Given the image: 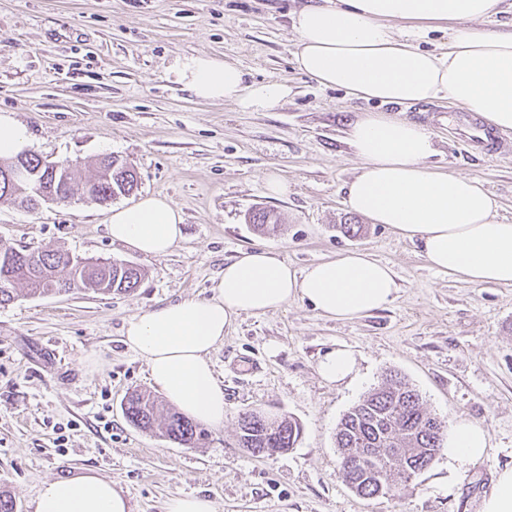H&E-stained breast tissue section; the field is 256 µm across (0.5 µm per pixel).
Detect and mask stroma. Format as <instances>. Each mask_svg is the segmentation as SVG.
I'll list each match as a JSON object with an SVG mask.
<instances>
[{"instance_id":"stroma-1","label":"stroma","mask_w":512,"mask_h":512,"mask_svg":"<svg viewBox=\"0 0 512 512\" xmlns=\"http://www.w3.org/2000/svg\"><path fill=\"white\" fill-rule=\"evenodd\" d=\"M309 0H0V112L31 135L29 151L94 175L114 155L138 175L133 194L100 203L75 193L37 210L0 203V245L29 253L62 249L123 261L143 278L129 293L31 296L0 305V491L15 512H34L42 482L94 473L110 479L131 512H165L176 495L208 498L214 512H481L497 471L512 464V288L473 286L434 270L419 247L350 212L348 184L360 160L347 129L375 103L323 89L295 64L290 15ZM225 58L252 81H284L271 112L201 103L174 81L176 59ZM390 115L429 127L435 172L480 180L512 222V133L494 153L465 131L470 112L445 100ZM279 173L288 194L268 196ZM168 197L184 215L171 253L146 257L106 231L111 210ZM255 209L274 212L276 234L256 232ZM360 224L357 236L346 222ZM278 251L295 270L364 250L397 274L386 309L350 320L294 301L241 315L209 360L224 387V425L184 448L134 428L122 403L150 386L125 348L127 323L186 296L206 298L239 251ZM339 345L356 357L340 384L317 372ZM404 377L429 411L483 425L488 450L471 464L440 454L393 498H363L342 479L336 426L386 374ZM296 420L285 452L255 457L237 442L240 414Z\"/></svg>"}]
</instances>
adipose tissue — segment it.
<instances>
[{
  "label": "adipose tissue",
  "mask_w": 512,
  "mask_h": 512,
  "mask_svg": "<svg viewBox=\"0 0 512 512\" xmlns=\"http://www.w3.org/2000/svg\"><path fill=\"white\" fill-rule=\"evenodd\" d=\"M502 0H319L294 12L299 72L348 98L407 106L448 99L477 113L488 128L512 132V30H471L500 12ZM400 21H449L457 26L446 50L419 47L396 31ZM199 101L269 112L291 89L251 81L239 66L210 54L179 59L173 69ZM362 161L346 189L353 213L385 224L417 243L437 271L471 284L512 287V223L476 179L432 172L427 127L367 112L349 128ZM184 217L167 198L146 196L113 208L106 226L114 242L149 257L167 255L182 238ZM399 292L393 268L365 251L292 269L278 252L248 249L224 266L210 297L188 296L131 320L123 343L142 359L156 390L189 418L224 425V387L209 353L223 343L240 314H260L300 300L337 320L391 305ZM488 448L486 429L465 418L448 431L449 457L474 463ZM35 512H129L111 480L94 474L44 481Z\"/></svg>",
  "instance_id": "ef3b65f1"
}]
</instances>
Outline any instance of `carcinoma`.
<instances>
[{
  "instance_id": "cac0c4a2",
  "label": "carcinoma",
  "mask_w": 512,
  "mask_h": 512,
  "mask_svg": "<svg viewBox=\"0 0 512 512\" xmlns=\"http://www.w3.org/2000/svg\"><path fill=\"white\" fill-rule=\"evenodd\" d=\"M103 157L97 174L89 182L88 194L95 200L108 201L119 195H128L138 186L134 170L125 163L116 162L107 172ZM24 162L30 170L39 171L46 184L53 175L42 167V160L26 153L9 161L0 162V172ZM28 187L22 183L11 186L0 180V202L27 203ZM249 223L263 232L275 231L277 216L262 209L248 215ZM141 280L138 268L122 262H112L108 270L81 268L61 250H47L28 255L12 247L0 246V305L15 299L16 287L23 285L32 295L48 296L57 293L60 286L67 291L92 290L110 294L131 292ZM127 420L144 432L160 431L166 440L186 448H194L207 438L205 429L181 413L160 409L158 399L147 391L135 390L123 402ZM446 422L424 407L421 395L408 382L394 378L385 386L372 390L353 406L340 420L336 431V445L342 460L358 456L369 448L378 449L374 466L377 476L363 471H346L348 483L356 485L358 495L372 496L377 481L394 484L410 479L427 468L441 451ZM299 424L287 416H272L251 410L239 417V444L243 448L262 450L266 454L284 452L294 447L300 437Z\"/></svg>"
}]
</instances>
